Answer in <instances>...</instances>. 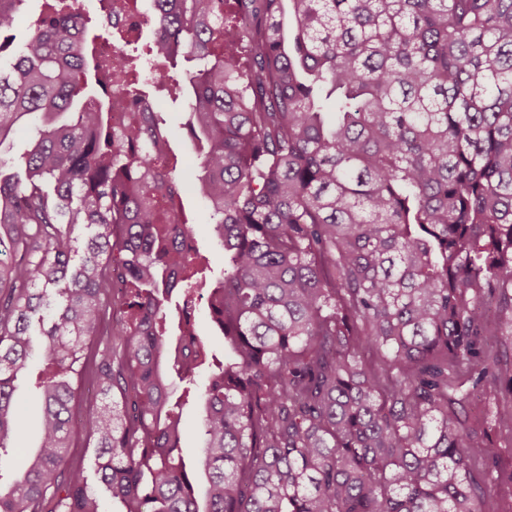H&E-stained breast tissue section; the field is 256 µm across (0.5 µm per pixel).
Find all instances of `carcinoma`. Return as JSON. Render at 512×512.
Instances as JSON below:
<instances>
[{
  "mask_svg": "<svg viewBox=\"0 0 512 512\" xmlns=\"http://www.w3.org/2000/svg\"><path fill=\"white\" fill-rule=\"evenodd\" d=\"M23 2L0 0V32ZM78 9L44 4L0 64V146L33 124L20 169L0 155V457L25 430L18 374L48 368L0 512H39L50 490L51 512H104L102 491L117 512H481L493 442L469 399L512 392L490 347L512 344V0H152L123 90L184 97L200 222L177 165L150 168L170 149L161 114L120 130L84 93ZM115 279L125 322L96 379L120 400L85 418L89 476L66 470L74 381ZM201 300L205 334L187 318ZM199 415L193 405H187L183 411L182 453L192 457L198 446Z\"/></svg>",
  "mask_w": 512,
  "mask_h": 512,
  "instance_id": "cac0c4a2",
  "label": "carcinoma"
}]
</instances>
